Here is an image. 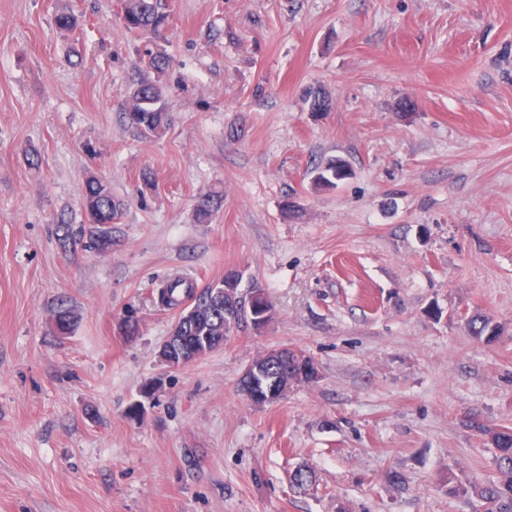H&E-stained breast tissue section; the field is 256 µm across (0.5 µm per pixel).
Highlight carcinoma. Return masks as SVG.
Returning <instances> with one entry per match:
<instances>
[{"label": "carcinoma", "mask_w": 512, "mask_h": 512, "mask_svg": "<svg viewBox=\"0 0 512 512\" xmlns=\"http://www.w3.org/2000/svg\"><path fill=\"white\" fill-rule=\"evenodd\" d=\"M120 19L127 32L147 38L135 64L138 75L127 89L124 118L142 136L158 137L165 132L169 123L165 77L173 66V59L165 50L152 44V39L158 37L168 23L166 4L162 0H122ZM55 22L60 30L66 32H74L81 25L80 16L71 12L58 14ZM350 175L351 169L346 160L330 157L315 168L313 190L330 191ZM223 202L224 194L218 191L201 194L194 209L195 221L199 224L210 223ZM82 207L85 221L89 224L88 246L100 250L107 248L112 241V225L121 219L125 203L112 192L109 183L91 176L85 184ZM218 286H224V281L210 283L200 289L193 281L176 276L161 288L159 306L162 310H175L180 318L185 315V311L181 310L184 302L189 300L194 306V318L171 327L170 335L210 336V352L224 345V311L215 310L212 298L213 289ZM231 297L238 298L240 304L235 329L250 326L247 303L251 298L258 302L265 301L264 325L274 320V308L266 302L265 289L258 281H250L244 292L238 287L231 289ZM78 318L76 308L62 300L53 309L51 328L58 336H69L74 332ZM467 329L471 336L488 344L496 342L503 332L501 325L480 314L467 320ZM482 432L494 445L498 477L479 488L477 495L486 504L487 512H512V429L484 428Z\"/></svg>", "instance_id": "carcinoma-1"}]
</instances>
